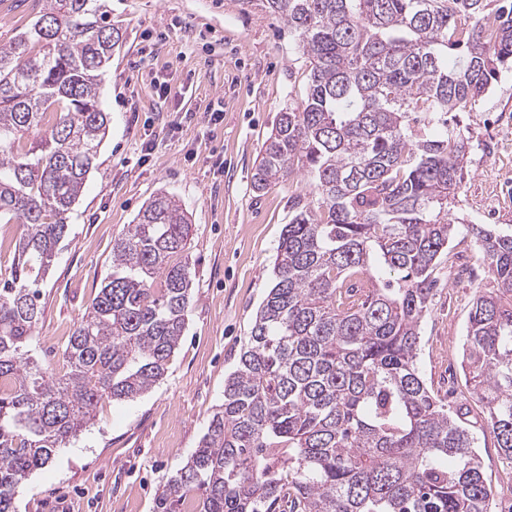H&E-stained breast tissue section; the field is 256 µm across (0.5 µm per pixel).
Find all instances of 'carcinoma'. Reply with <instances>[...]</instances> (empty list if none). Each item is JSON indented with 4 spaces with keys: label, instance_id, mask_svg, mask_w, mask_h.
<instances>
[{
    "label": "carcinoma",
    "instance_id": "cac0c4a2",
    "mask_svg": "<svg viewBox=\"0 0 512 512\" xmlns=\"http://www.w3.org/2000/svg\"><path fill=\"white\" fill-rule=\"evenodd\" d=\"M266 0L310 62L252 185L305 173L263 300L200 447L155 512H492L462 414L417 367L448 241L480 247L497 288L475 299L463 369L512 460V231L450 213L468 140L448 127L512 65V0ZM109 0H46L0 44V223L23 225L0 281V512L104 399L159 383L193 286L190 220L158 192L112 244V270L55 375L24 348L40 286L109 127L98 88L122 46ZM454 63L448 64V55Z\"/></svg>",
    "mask_w": 512,
    "mask_h": 512
}]
</instances>
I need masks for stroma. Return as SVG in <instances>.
<instances>
[{
  "label": "stroma",
  "instance_id": "obj_1",
  "mask_svg": "<svg viewBox=\"0 0 512 512\" xmlns=\"http://www.w3.org/2000/svg\"><path fill=\"white\" fill-rule=\"evenodd\" d=\"M123 44L100 86L111 116L96 166L43 282L33 358L63 374L62 350L111 270L112 241L157 191L191 219L194 288L186 331L160 383L131 401L99 403L85 430L18 488L16 512H154L166 478L196 451L235 369L292 213L311 196L306 175L257 192L252 174L278 113L300 107L307 59L263 0H111ZM222 119H211L214 106ZM448 122L469 140L467 175L452 212L512 228V67ZM481 254L456 234L434 276L417 367L434 394L469 420L483 407L461 367L469 311L495 277L454 276L450 255ZM475 447L493 492L512 484L489 430Z\"/></svg>",
  "mask_w": 512,
  "mask_h": 512
}]
</instances>
